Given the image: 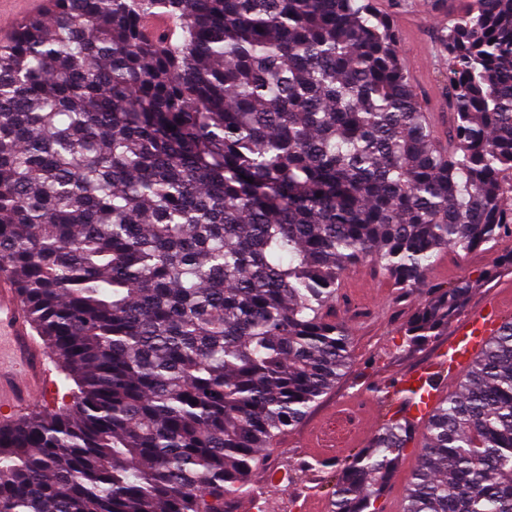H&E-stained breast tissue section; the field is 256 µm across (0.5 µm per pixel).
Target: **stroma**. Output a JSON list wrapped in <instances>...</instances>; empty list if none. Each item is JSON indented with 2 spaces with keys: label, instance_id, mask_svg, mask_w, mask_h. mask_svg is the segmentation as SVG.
<instances>
[{
  "label": "stroma",
  "instance_id": "obj_1",
  "mask_svg": "<svg viewBox=\"0 0 512 512\" xmlns=\"http://www.w3.org/2000/svg\"><path fill=\"white\" fill-rule=\"evenodd\" d=\"M424 9L423 0H401L394 17L401 32V54L412 65L414 80L424 82L420 95L445 128L451 122L442 92L448 61L438 54L435 43L447 20L424 16ZM511 251L512 236L508 235L490 250L464 254L448 249L434 262L427 279L449 287L465 275L475 276L492 267L500 255ZM413 307V302L401 300L393 281L371 261H364L345 273L336 316L351 332V363L336 387L322 396L304 420L271 448L268 464L271 469L286 474V481L270 485L265 472L254 474V483L265 488L268 512H293L295 498L311 482L312 460L302 448L305 435L322 427L329 418L345 414L344 404L351 397L362 399L366 409L374 413L376 422H383L394 405L374 398L371 387L387 383L397 373L419 366L438 353L440 346L436 343L412 355L397 349L399 330Z\"/></svg>",
  "mask_w": 512,
  "mask_h": 512
}]
</instances>
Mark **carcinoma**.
<instances>
[{
    "instance_id": "obj_1",
    "label": "carcinoma",
    "mask_w": 512,
    "mask_h": 512,
    "mask_svg": "<svg viewBox=\"0 0 512 512\" xmlns=\"http://www.w3.org/2000/svg\"><path fill=\"white\" fill-rule=\"evenodd\" d=\"M439 45L446 151L375 0H53L0 46V273L77 386L0 424V512H235L349 367L351 266L421 296L413 351L512 267L425 280L512 233V0ZM410 448L402 512H512V317L344 461L331 512H384ZM416 464V453L410 451L400 461L396 476L386 488L381 503L385 505V512H398L407 485V480Z\"/></svg>"
}]
</instances>
